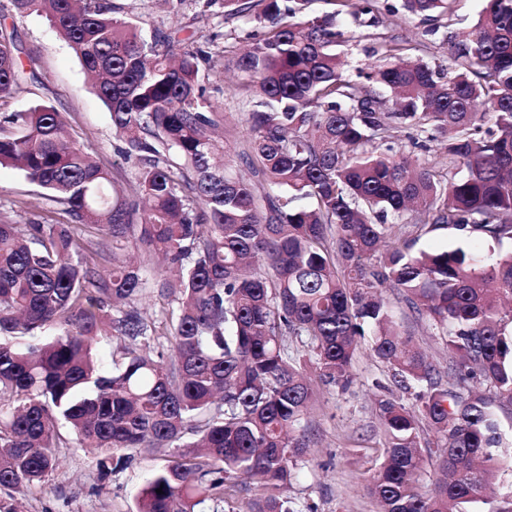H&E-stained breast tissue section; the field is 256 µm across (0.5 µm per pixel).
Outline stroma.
Masks as SVG:
<instances>
[{"label":"stroma","mask_w":512,"mask_h":512,"mask_svg":"<svg viewBox=\"0 0 512 512\" xmlns=\"http://www.w3.org/2000/svg\"><path fill=\"white\" fill-rule=\"evenodd\" d=\"M121 15L140 21L144 34L162 30L179 37L195 34L218 46L213 66L203 67L201 82L208 95L219 101L224 112V142L232 157L233 172L248 174L238 152L247 134L242 120L241 96L232 85L237 80L235 60L253 41L256 23L247 16L223 18L218 10L198 14L185 7L174 9L164 0H113ZM394 13L383 15L378 25L369 16L346 15L342 24L347 40L338 51L349 71H368L385 58V49L397 46L417 49L430 63L448 57L449 27L475 24L482 0H453L450 21L431 24L424 17L407 13L402 0H389ZM0 24L16 28L22 44L20 64L35 73L36 81L25 84L8 98L0 99V112H18L47 102L56 107L74 134L90 153L107 166L116 187L130 189L135 169L119 156V139L112 130L110 111L94 92L88 75L69 45L39 15H19L12 0H0ZM52 204L38 185L10 166L0 167V211L13 221L33 224L45 217ZM395 318L414 333V339L437 369H445L448 351L434 336L427 321L418 319L400 302L392 289H385ZM354 382L348 390L316 383L308 418L309 439L305 463L288 488L298 505H314L317 512H377L367 493L368 467L382 442L375 400L389 384V368L373 357L369 342H362L354 364ZM65 445L59 450V465L45 484L23 496L25 512H135L149 474L162 466L163 457L141 453L133 464L99 479L90 454L81 450V440L69 428H61Z\"/></svg>","instance_id":"1"}]
</instances>
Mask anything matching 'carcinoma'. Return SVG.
I'll return each instance as SVG.
<instances>
[{
    "instance_id": "carcinoma-1",
    "label": "carcinoma",
    "mask_w": 512,
    "mask_h": 512,
    "mask_svg": "<svg viewBox=\"0 0 512 512\" xmlns=\"http://www.w3.org/2000/svg\"><path fill=\"white\" fill-rule=\"evenodd\" d=\"M310 0H205L259 25L236 61L248 138L240 156L256 181L228 172L208 135L224 125L201 84L213 57L194 38L113 16L102 0H13L46 17L110 109L118 149L136 168L132 196L53 105L0 113V166L19 168L58 216L0 218V512L58 465V423L87 441L99 478L135 451L172 457L147 480L136 512H219L244 476L248 512H301L285 491L302 462L313 388L286 336L304 339L320 380H354L359 342L415 392L408 407L378 401L382 447L367 491L378 512H449L482 502L508 445L497 409L512 403V0H483L478 21L448 35V63L399 55L346 75L333 50L341 13L380 22L379 0L294 22ZM430 21L449 0H403ZM16 31L0 28V98L27 77ZM390 92L384 98L371 86ZM444 145L442 168L399 147ZM307 199L306 206L296 204ZM441 227L463 244L416 251ZM143 244L175 270L161 320L135 306ZM112 262L103 278L88 257ZM394 288L448 349L437 371L396 322ZM120 344L112 367L93 357ZM172 345L169 358L152 349ZM437 433L421 444L423 424ZM437 451H431V447ZM436 456L442 478L422 480ZM162 493H156V489Z\"/></svg>"
}]
</instances>
